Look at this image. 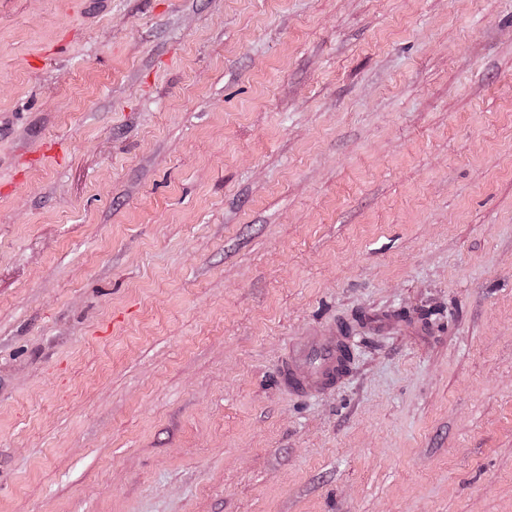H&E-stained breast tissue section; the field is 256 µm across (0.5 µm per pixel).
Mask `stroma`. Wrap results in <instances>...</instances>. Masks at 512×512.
Returning <instances> with one entry per match:
<instances>
[{"label": "stroma", "mask_w": 512, "mask_h": 512, "mask_svg": "<svg viewBox=\"0 0 512 512\" xmlns=\"http://www.w3.org/2000/svg\"><path fill=\"white\" fill-rule=\"evenodd\" d=\"M0 512H512V0H0ZM345 347L344 337L304 336L295 342L279 369L281 385L298 397L333 387L342 375L339 369Z\"/></svg>", "instance_id": "stroma-1"}]
</instances>
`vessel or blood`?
<instances>
[{
	"label": "vessel or blood",
	"instance_id": "b4317fda",
	"mask_svg": "<svg viewBox=\"0 0 512 512\" xmlns=\"http://www.w3.org/2000/svg\"><path fill=\"white\" fill-rule=\"evenodd\" d=\"M344 339L307 335L295 342L279 369L282 386L301 397L336 385L341 374Z\"/></svg>",
	"mask_w": 512,
	"mask_h": 512
}]
</instances>
